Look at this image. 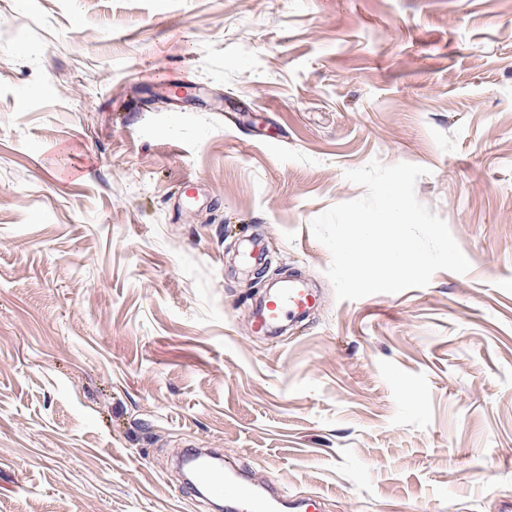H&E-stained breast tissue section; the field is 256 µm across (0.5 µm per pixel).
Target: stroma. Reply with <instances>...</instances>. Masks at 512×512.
<instances>
[{"label": "stroma", "mask_w": 512, "mask_h": 512, "mask_svg": "<svg viewBox=\"0 0 512 512\" xmlns=\"http://www.w3.org/2000/svg\"><path fill=\"white\" fill-rule=\"evenodd\" d=\"M375 160L428 168L467 274L337 300L311 222ZM245 250L321 305L253 333ZM186 448L321 512H504L512 0H0V512H215Z\"/></svg>", "instance_id": "stroma-1"}]
</instances>
